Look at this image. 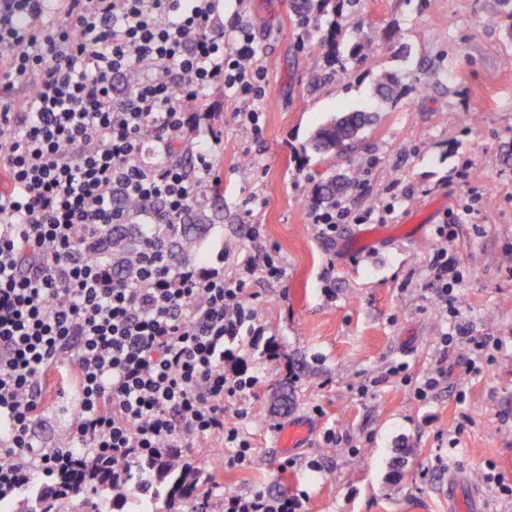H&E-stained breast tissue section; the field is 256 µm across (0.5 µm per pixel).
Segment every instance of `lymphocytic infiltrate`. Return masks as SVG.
I'll return each instance as SVG.
<instances>
[{"label":"lymphocytic infiltrate","instance_id":"lymphocytic-infiltrate-1","mask_svg":"<svg viewBox=\"0 0 512 512\" xmlns=\"http://www.w3.org/2000/svg\"><path fill=\"white\" fill-rule=\"evenodd\" d=\"M224 0H0V501L40 471L49 486L133 456L180 460L196 443L231 448L227 467L252 461L250 440L224 420V401L258 377L228 373L224 344L255 332V274L281 278L268 252L226 276L223 253L170 267L155 206L181 223L200 182L220 186L207 142L195 177L149 165L182 143L190 102L214 85L248 103L264 96L253 39L231 21L232 49L211 22ZM137 73L125 94L115 77ZM34 76L25 99L17 80ZM133 197L149 229L130 274L95 240ZM77 394L60 445L36 448L49 374ZM224 512H305L301 494L257 488L224 494Z\"/></svg>","mask_w":512,"mask_h":512}]
</instances>
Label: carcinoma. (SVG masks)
Returning <instances> with one entry per match:
<instances>
[{
	"mask_svg": "<svg viewBox=\"0 0 512 512\" xmlns=\"http://www.w3.org/2000/svg\"><path fill=\"white\" fill-rule=\"evenodd\" d=\"M359 0H296V13L305 22L318 20V17L331 11L352 8ZM419 93L422 86L418 83L404 84L396 76L387 74L378 83L377 92L385 100L398 101L410 92ZM372 123L367 112H344L319 126L310 136L303 151L313 155H326L351 148L360 134ZM345 183L334 175L320 179L315 184L316 196L331 205L336 204V196L342 193ZM118 202L126 209V223L114 224L107 231V240L112 248V260L119 266L126 259L138 254L143 243V229L136 224L138 219L137 203L118 197ZM215 215L207 214L198 207V200L191 202L189 213L184 222L174 225L173 232L162 236V247L168 264L176 268L193 261L198 255L199 241L205 236ZM137 471L140 484L150 487L163 485L166 495L188 496L197 487L208 486L207 479L199 470L187 464L180 465L171 460L160 458L144 462L133 459L127 466V480L112 474V468L103 469L89 475L79 473L71 480V491L61 493L54 489L43 488L36 497L24 493V506L14 512H102L109 502L124 507L129 500V480L132 471Z\"/></svg>",
	"mask_w": 512,
	"mask_h": 512,
	"instance_id": "carcinoma-1",
	"label": "carcinoma"
}]
</instances>
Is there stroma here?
Returning <instances> with one entry per match:
<instances>
[{
  "mask_svg": "<svg viewBox=\"0 0 512 512\" xmlns=\"http://www.w3.org/2000/svg\"><path fill=\"white\" fill-rule=\"evenodd\" d=\"M234 16L253 37L266 94L252 104L256 134L224 88L187 110L185 139L211 145L223 180L206 205L224 218L201 247L225 250L228 275L257 248L285 274L251 279L260 333L227 344L225 368L262 379L224 403L226 422L251 439V465L212 470L225 455L215 440L186 457L213 472L207 512H221L223 492L257 487L304 491L307 512H448L452 471L475 477L478 512H512V495L489 480L512 484V0H360L336 20L339 75L326 23L303 30L291 0H226L213 25ZM384 73L425 91L386 102L376 93ZM357 110L376 120L352 151L303 155L319 126ZM334 173L351 178L338 203L352 217L331 232L312 222L313 187ZM368 209L386 210L385 221L355 222ZM441 224L462 276L445 314L432 270ZM446 332L465 340L443 346ZM439 371L437 393L418 399L419 382ZM284 386L292 401L274 410ZM73 403L72 390L50 393L37 444L57 445ZM297 418L308 436L279 448L276 425ZM288 457L295 465L281 471Z\"/></svg>",
  "mask_w": 512,
  "mask_h": 512,
  "instance_id": "stroma-1",
  "label": "stroma"
}]
</instances>
